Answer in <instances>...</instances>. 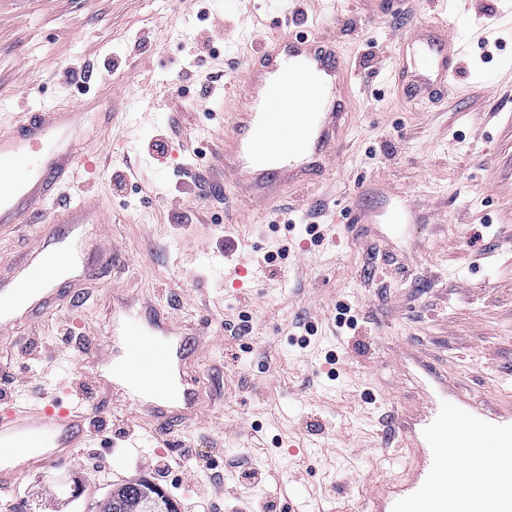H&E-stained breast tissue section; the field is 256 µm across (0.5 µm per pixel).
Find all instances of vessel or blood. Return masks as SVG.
<instances>
[{"mask_svg": "<svg viewBox=\"0 0 512 512\" xmlns=\"http://www.w3.org/2000/svg\"><path fill=\"white\" fill-rule=\"evenodd\" d=\"M421 72V86L437 78L454 79L453 57L459 48L441 34L408 36ZM348 71L328 43L295 32L264 44L248 62L233 92L238 100L224 136V177L239 194L275 200L281 190L329 169L343 152L338 136L345 119L341 91ZM84 103L34 113L19 130H0V172L25 164L23 175L0 183V228L26 223L29 213L53 200L61 182L77 173L96 174L99 163L89 153ZM89 203L78 200L58 216L57 227L43 225L32 267L12 287L0 290V341L11 335L20 314L34 315L52 306L50 286L55 268L77 269L81 262L78 218ZM166 325L156 336L131 324L113 325L106 348L86 356L76 370L81 380H99L98 366L111 363L117 346L127 354L126 407L154 418L167 417L169 405L192 403L191 389L169 382V369L184 356ZM423 398L404 415L399 430L405 464L367 498L365 512H512V493L502 484L512 479V402H490L472 393L449 392L448 379L429 372ZM41 408L22 404L0 414V492L13 489L25 474L73 458L89 439L92 407L79 398L66 407L46 391ZM495 428L501 452L494 464L473 474V487L450 490L445 477L448 456L470 465L479 454L482 430Z\"/></svg>", "mask_w": 512, "mask_h": 512, "instance_id": "b4317fda", "label": "vessel or blood"}]
</instances>
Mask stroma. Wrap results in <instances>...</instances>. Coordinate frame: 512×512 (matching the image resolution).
I'll return each instance as SVG.
<instances>
[{
	"label": "stroma",
	"instance_id": "stroma-1",
	"mask_svg": "<svg viewBox=\"0 0 512 512\" xmlns=\"http://www.w3.org/2000/svg\"><path fill=\"white\" fill-rule=\"evenodd\" d=\"M299 13L353 73L339 163L268 205L227 188L198 194L195 173L223 165L226 86ZM448 21L467 66L448 92L412 96L398 78L405 37ZM205 39L212 55L200 61ZM95 97L116 117L91 131L104 168L88 191V274L63 278L53 311L0 348V412L48 387L71 401L81 345L102 346L115 316L151 306L194 356L196 412L167 436L149 427L138 444L107 443L104 477L75 463L27 473L0 512H98L133 478L185 512L213 477L239 493L244 469L256 473L254 500L360 512L402 463L392 414L419 401L403 359L420 356L487 400L512 398V0H468L451 20L436 0H0V122ZM370 182L380 194L362 193ZM355 204L377 223L354 222ZM398 210L408 219L394 227ZM40 230H0V277ZM243 257L251 274L238 288L224 267ZM87 397L104 440L123 410L107 385ZM156 456L174 475L158 479ZM188 468L195 484L176 478Z\"/></svg>",
	"mask_w": 512,
	"mask_h": 512
}]
</instances>
